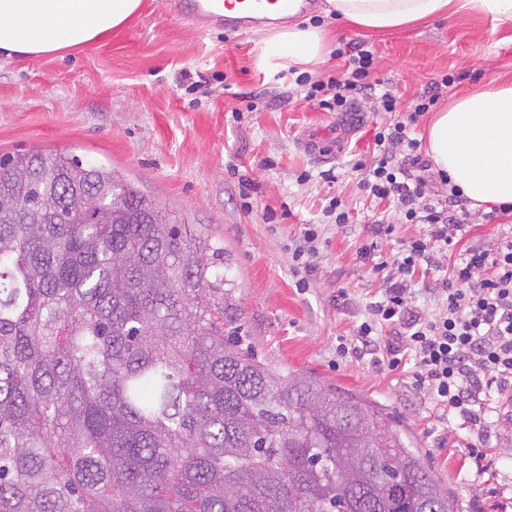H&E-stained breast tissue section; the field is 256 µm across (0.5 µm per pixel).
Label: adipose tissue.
<instances>
[{
  "instance_id": "ef3b65f1",
  "label": "adipose tissue",
  "mask_w": 512,
  "mask_h": 512,
  "mask_svg": "<svg viewBox=\"0 0 512 512\" xmlns=\"http://www.w3.org/2000/svg\"><path fill=\"white\" fill-rule=\"evenodd\" d=\"M327 13L368 34L392 32L464 14L493 26L512 23V0H326ZM141 0H0V55L25 60L57 55L111 34ZM324 27L290 26L269 35L265 58L301 71L325 62ZM427 151L473 206L512 205V82L487 80L454 94L433 115Z\"/></svg>"
}]
</instances>
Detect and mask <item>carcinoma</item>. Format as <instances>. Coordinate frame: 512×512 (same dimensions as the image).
<instances>
[{"instance_id": "obj_1", "label": "carcinoma", "mask_w": 512, "mask_h": 512, "mask_svg": "<svg viewBox=\"0 0 512 512\" xmlns=\"http://www.w3.org/2000/svg\"><path fill=\"white\" fill-rule=\"evenodd\" d=\"M239 343L202 225L0 157V512H462L379 406Z\"/></svg>"}]
</instances>
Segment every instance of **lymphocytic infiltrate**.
<instances>
[{
  "mask_svg": "<svg viewBox=\"0 0 512 512\" xmlns=\"http://www.w3.org/2000/svg\"><path fill=\"white\" fill-rule=\"evenodd\" d=\"M341 53L347 58V77L302 76L306 100L345 113L369 97L383 111L399 112L396 97L368 80L371 48L349 42ZM439 98V83H431L411 110L399 112L394 124L378 131L379 154L362 172L363 190L397 202L401 222L422 225L423 231L389 264H375V271L385 274L382 298L371 304L354 340L357 352L372 354L379 331L389 330V366L413 360L416 386L426 389L444 414L481 431L493 423L512 422V239H502L489 250L460 249L470 213L460 202L459 190L450 188L447 202L432 200L426 193V176L415 174L422 160L411 129ZM445 251L458 252L459 261L448 278L438 279L441 306L427 316L414 302L410 274L421 265L434 267L436 254Z\"/></svg>",
  "mask_w": 512,
  "mask_h": 512,
  "instance_id": "obj_1",
  "label": "lymphocytic infiltrate"
}]
</instances>
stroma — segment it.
<instances>
[{
    "label": "stroma",
    "mask_w": 512,
    "mask_h": 512,
    "mask_svg": "<svg viewBox=\"0 0 512 512\" xmlns=\"http://www.w3.org/2000/svg\"><path fill=\"white\" fill-rule=\"evenodd\" d=\"M303 17L371 47L373 79L406 104L445 76L442 107L489 78L512 80V30L493 31L487 20L460 15L368 35L318 2ZM264 37L220 26L198 33L175 0H143L139 15L101 42L30 60L0 57V156L67 152L101 163L186 223L207 225L229 256L224 275L235 283L244 346L273 368L313 373L377 403L459 495L463 512H512V426L484 433L493 463L480 467L468 448L473 435L448 431L441 410L414 387L411 364L393 370L368 355H338L381 295L375 264L421 230L399 224L391 235L374 233L373 215H393L394 204L361 190L354 169L373 161L375 130L395 115L364 102L347 142L328 138L321 153L305 151L306 131L331 128L337 115L303 101L296 72L262 63ZM187 72L201 74L210 94L188 89ZM334 198L348 223L328 217ZM486 213L472 209L463 246L491 249L512 231V216ZM311 224L316 250L294 259L292 246Z\"/></svg>",
    "instance_id": "stroma-1"
}]
</instances>
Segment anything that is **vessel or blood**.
Instances as JSON below:
<instances>
[{
    "instance_id": "obj_1",
    "label": "vessel or blood",
    "mask_w": 512,
    "mask_h": 512,
    "mask_svg": "<svg viewBox=\"0 0 512 512\" xmlns=\"http://www.w3.org/2000/svg\"><path fill=\"white\" fill-rule=\"evenodd\" d=\"M307 0H188L194 30L224 26L236 31L249 29L258 20L276 15L285 20L304 11Z\"/></svg>"
}]
</instances>
